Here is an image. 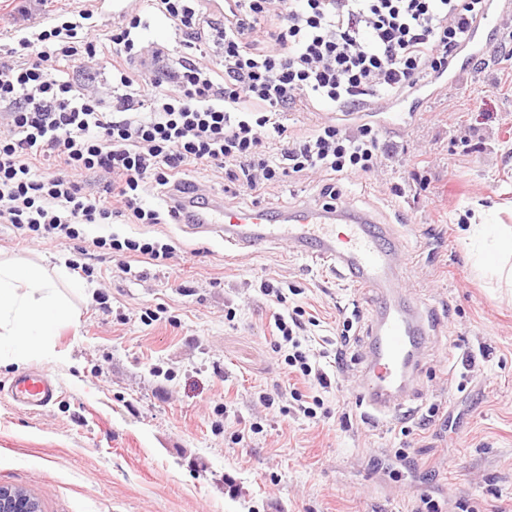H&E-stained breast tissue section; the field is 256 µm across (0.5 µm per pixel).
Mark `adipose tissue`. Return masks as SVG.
Returning a JSON list of instances; mask_svg holds the SVG:
<instances>
[{"mask_svg": "<svg viewBox=\"0 0 512 512\" xmlns=\"http://www.w3.org/2000/svg\"><path fill=\"white\" fill-rule=\"evenodd\" d=\"M485 212L469 223L467 236L479 250L481 266L512 288V225L486 227ZM81 290L65 269L48 272L22 259L0 260V361L23 362L47 354L60 327L74 319L63 288Z\"/></svg>", "mask_w": 512, "mask_h": 512, "instance_id": "obj_1", "label": "adipose tissue"}]
</instances>
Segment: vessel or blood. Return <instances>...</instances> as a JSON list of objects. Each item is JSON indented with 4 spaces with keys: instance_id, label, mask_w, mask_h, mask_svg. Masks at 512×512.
<instances>
[{
    "instance_id": "obj_1",
    "label": "vessel or blood",
    "mask_w": 512,
    "mask_h": 512,
    "mask_svg": "<svg viewBox=\"0 0 512 512\" xmlns=\"http://www.w3.org/2000/svg\"><path fill=\"white\" fill-rule=\"evenodd\" d=\"M510 10L512 0H491L476 32L496 27ZM176 205L181 212L180 224L192 236L220 238L251 253L272 243L283 244L307 258L332 263L344 269L352 281L377 291L372 345L359 388L376 411L386 412L399 405L419 378L425 313L417 300L402 302L394 292L408 257L388 225L342 201L291 210L261 205L231 208L220 197L199 189L177 197ZM7 393L18 406L38 412L59 398L60 385L33 369L17 375Z\"/></svg>"
}]
</instances>
